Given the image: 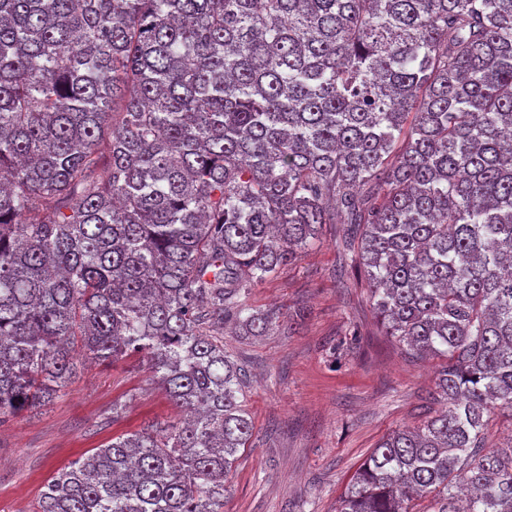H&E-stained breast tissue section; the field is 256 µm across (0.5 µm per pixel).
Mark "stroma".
<instances>
[{
	"label": "stroma",
	"mask_w": 512,
	"mask_h": 512,
	"mask_svg": "<svg viewBox=\"0 0 512 512\" xmlns=\"http://www.w3.org/2000/svg\"><path fill=\"white\" fill-rule=\"evenodd\" d=\"M342 225L250 291L251 307L302 312L295 330L225 335L242 367L253 423L226 483L224 512H336L359 465L439 405L434 359L383 335L368 292L345 264ZM183 413L133 355L86 362L61 397L0 423V512H36L46 481L113 437L179 424Z\"/></svg>",
	"instance_id": "1"
}]
</instances>
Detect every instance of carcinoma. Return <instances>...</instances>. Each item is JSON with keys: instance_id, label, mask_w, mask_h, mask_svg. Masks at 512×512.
I'll return each instance as SVG.
<instances>
[{"instance_id": "obj_1", "label": "carcinoma", "mask_w": 512, "mask_h": 512, "mask_svg": "<svg viewBox=\"0 0 512 512\" xmlns=\"http://www.w3.org/2000/svg\"><path fill=\"white\" fill-rule=\"evenodd\" d=\"M350 231L445 409L336 512H512V0H0V420L141 354L190 418L59 470L39 512H224L253 424L215 331ZM493 419L485 434L487 448H502L510 444L512 435V424L507 417L499 414L498 411L492 415Z\"/></svg>"}]
</instances>
